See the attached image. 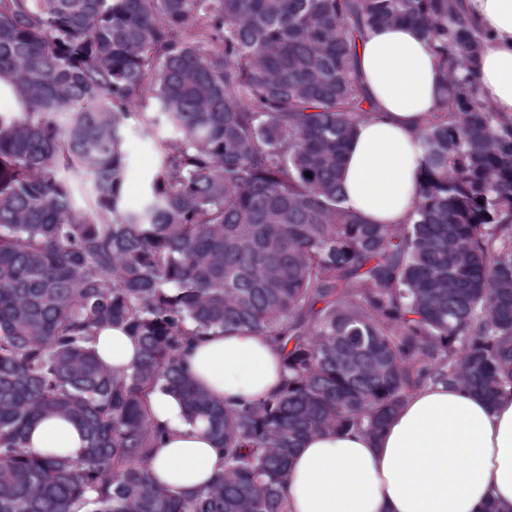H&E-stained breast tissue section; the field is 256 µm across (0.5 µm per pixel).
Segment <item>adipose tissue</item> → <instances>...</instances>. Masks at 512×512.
<instances>
[{"instance_id":"ef3b65f1","label":"adipose tissue","mask_w":512,"mask_h":512,"mask_svg":"<svg viewBox=\"0 0 512 512\" xmlns=\"http://www.w3.org/2000/svg\"><path fill=\"white\" fill-rule=\"evenodd\" d=\"M459 12L484 42L478 64L482 98L512 116V0H460ZM358 66L375 110L361 120L341 169L347 205L368 224H401L413 212L422 177L418 136L443 96L439 61L413 25L365 29ZM100 360L121 374L135 364L137 340L123 328H101L92 342ZM195 384L219 403L252 402L281 389L282 355L265 336L216 331L191 346ZM153 421L166 431L148 469L169 495L185 498L224 470V452L204 423H189L179 399L156 389ZM27 445L79 458L80 426L62 416L38 420ZM287 512H512V396L488 401L442 383L415 390L377 435L325 431L307 437L288 466Z\"/></svg>"}]
</instances>
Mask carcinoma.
Wrapping results in <instances>:
<instances>
[{
	"label": "carcinoma",
	"mask_w": 512,
	"mask_h": 512,
	"mask_svg": "<svg viewBox=\"0 0 512 512\" xmlns=\"http://www.w3.org/2000/svg\"><path fill=\"white\" fill-rule=\"evenodd\" d=\"M398 21L449 73L401 230L339 180L374 108L355 41ZM482 49L455 0H0V512H285L305 437L376 434L428 383L512 395V118L483 101ZM157 117L179 142L129 211L123 132ZM106 326L138 341L128 373L92 348ZM217 329L267 337L285 387L213 402L184 353ZM158 387L224 449L191 497L146 467ZM46 415L82 426L79 460L26 448Z\"/></svg>",
	"instance_id": "obj_1"
}]
</instances>
